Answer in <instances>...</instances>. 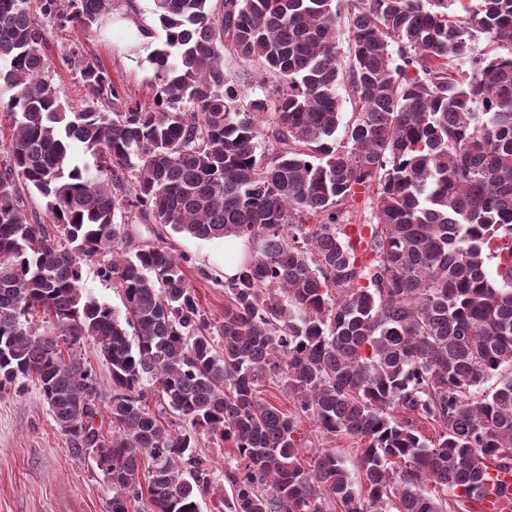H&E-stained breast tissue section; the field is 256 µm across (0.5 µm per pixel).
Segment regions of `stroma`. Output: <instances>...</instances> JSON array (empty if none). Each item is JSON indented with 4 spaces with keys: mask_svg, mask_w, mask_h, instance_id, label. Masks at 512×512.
I'll return each instance as SVG.
<instances>
[{
    "mask_svg": "<svg viewBox=\"0 0 512 512\" xmlns=\"http://www.w3.org/2000/svg\"><path fill=\"white\" fill-rule=\"evenodd\" d=\"M153 0H115L101 29L86 30L75 24L60 27L44 20L45 51L61 95L73 106L83 101L78 70L62 56L79 45L86 56L98 60L113 81L132 100L150 105L155 92L150 54L162 30L154 21ZM133 243L164 239L174 253L187 255L186 280L201 309L214 322L224 320V253L231 240H198L172 231L157 232L154 225L129 223ZM66 479L86 503V512H108L112 494L91 460L74 456L36 386L23 394L0 395V512H51L58 479Z\"/></svg>",
    "mask_w": 512,
    "mask_h": 512,
    "instance_id": "obj_1",
    "label": "stroma"
}]
</instances>
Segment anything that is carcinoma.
<instances>
[{
    "mask_svg": "<svg viewBox=\"0 0 512 512\" xmlns=\"http://www.w3.org/2000/svg\"><path fill=\"white\" fill-rule=\"evenodd\" d=\"M111 2L0 0L13 128L0 394L37 386L71 452L102 473L110 512H200L209 494L219 512L511 500L497 474H512V0H353L347 68L335 0H223L219 17L211 0H153L165 38L152 105L71 49L85 99L69 107L39 18L98 29ZM480 34L489 50L448 74ZM226 51L275 79L274 97L231 85ZM343 80L361 112L338 143ZM74 148L92 163H74ZM373 185V223H345L344 205ZM32 191L52 227L30 222ZM122 212L248 243L224 278L222 323L166 246L129 244ZM105 252L121 314L83 286L82 262ZM267 384L293 408L262 399ZM304 416L357 445L360 483L327 448L304 459ZM203 442L232 449L227 496Z\"/></svg>",
    "mask_w": 512,
    "mask_h": 512,
    "instance_id": "carcinoma-1",
    "label": "carcinoma"
}]
</instances>
